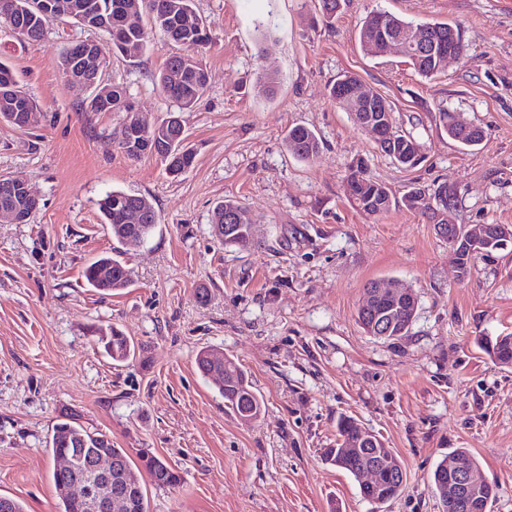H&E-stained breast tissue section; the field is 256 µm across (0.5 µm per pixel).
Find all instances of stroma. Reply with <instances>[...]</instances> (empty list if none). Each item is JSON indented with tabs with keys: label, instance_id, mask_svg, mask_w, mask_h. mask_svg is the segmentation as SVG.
Segmentation results:
<instances>
[{
	"label": "stroma",
	"instance_id": "obj_1",
	"mask_svg": "<svg viewBox=\"0 0 512 512\" xmlns=\"http://www.w3.org/2000/svg\"><path fill=\"white\" fill-rule=\"evenodd\" d=\"M340 4L327 26L319 0H195L213 24L198 55L209 81L183 115L196 157L175 178L128 159L112 137L120 113L88 111L57 67L63 49L96 40L106 79L153 125L177 108L153 80L174 44L154 35L134 64L70 20L50 21L37 41L0 23V60L44 113L31 130L0 121V176L40 197L29 223H0V495L58 512L49 440L71 415L181 473L177 487L148 486L150 512H441L431 474L458 448L495 484L490 512H512V366L484 349L512 333V243L475 254L461 278L425 216L402 206L367 216L344 194L361 159L398 196L454 186L456 223L512 225V0ZM379 9L458 26L465 56L428 80L402 55L367 54L356 29ZM344 72L390 101L419 165L391 160L328 99ZM263 73L278 79L269 98L256 87ZM444 111L482 127L484 142L449 139ZM296 125L321 139L316 158L288 153ZM112 190L152 200L159 222L143 242L114 245L97 208ZM227 198L246 207L256 243L214 237L213 208ZM116 248L130 283L104 295L83 271ZM393 279L414 289L418 310L408 335L378 339L357 310L369 281ZM108 326L140 360L117 365L98 350L95 330ZM205 347L247 372L264 401L258 422L240 421L199 374ZM342 416L401 459L406 481L389 502L366 501L325 462Z\"/></svg>",
	"mask_w": 512,
	"mask_h": 512
}]
</instances>
